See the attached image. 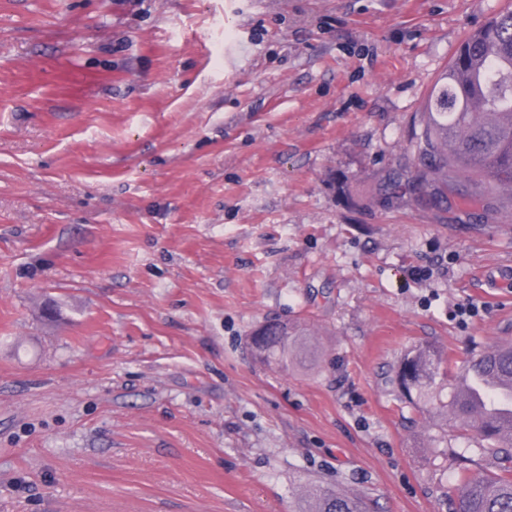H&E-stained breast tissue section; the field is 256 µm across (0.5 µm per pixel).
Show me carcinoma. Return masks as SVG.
<instances>
[{
  "label": "carcinoma",
  "instance_id": "1",
  "mask_svg": "<svg viewBox=\"0 0 512 512\" xmlns=\"http://www.w3.org/2000/svg\"><path fill=\"white\" fill-rule=\"evenodd\" d=\"M411 149L420 168L408 188L418 200L448 202V174L458 172L512 195V11L493 17L463 41L431 93ZM281 328L279 336H250V346L260 348L259 361L286 369L315 356L306 327ZM462 372L473 389L488 395L489 379L512 374V344L478 350L461 366L439 348H411L390 383L408 403L442 411L464 429L476 426L480 447L499 460L491 474L459 470V512H512V418L505 425L487 420L472 400L459 397L455 385ZM305 502L299 512H373L366 497L320 487Z\"/></svg>",
  "mask_w": 512,
  "mask_h": 512
}]
</instances>
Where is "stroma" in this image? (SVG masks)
<instances>
[{"label":"stroma","mask_w":512,"mask_h":512,"mask_svg":"<svg viewBox=\"0 0 512 512\" xmlns=\"http://www.w3.org/2000/svg\"><path fill=\"white\" fill-rule=\"evenodd\" d=\"M511 6L0 0V512H452L457 455L496 471L388 378L512 341V197L386 182ZM268 320L317 365L254 361ZM306 507L299 512H373L370 499L333 489L317 488L309 491Z\"/></svg>","instance_id":"obj_1"}]
</instances>
